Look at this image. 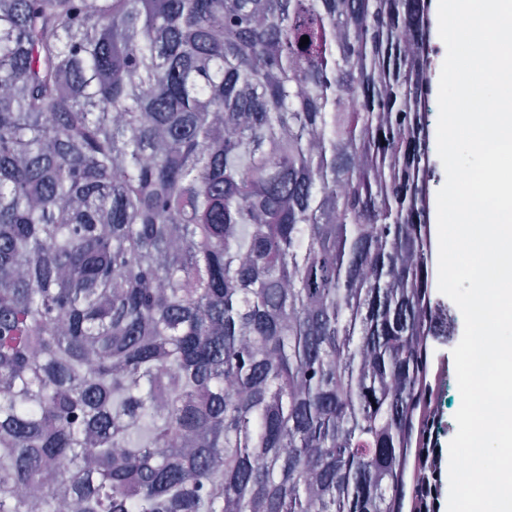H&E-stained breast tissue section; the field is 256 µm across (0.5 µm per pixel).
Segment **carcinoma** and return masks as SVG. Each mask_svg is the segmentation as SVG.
Listing matches in <instances>:
<instances>
[{
    "mask_svg": "<svg viewBox=\"0 0 512 512\" xmlns=\"http://www.w3.org/2000/svg\"><path fill=\"white\" fill-rule=\"evenodd\" d=\"M430 32L425 0H0V512H400L448 335Z\"/></svg>",
    "mask_w": 512,
    "mask_h": 512,
    "instance_id": "carcinoma-1",
    "label": "carcinoma"
}]
</instances>
